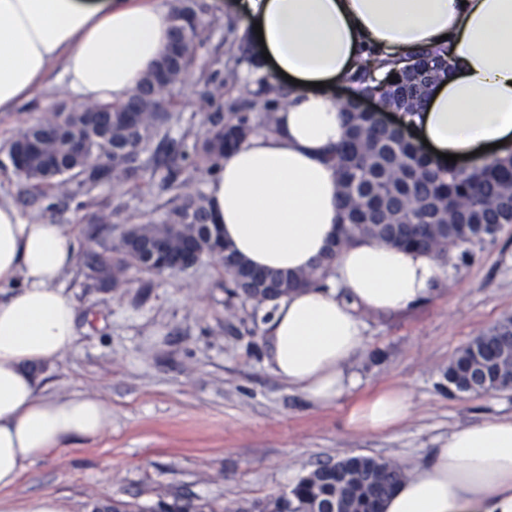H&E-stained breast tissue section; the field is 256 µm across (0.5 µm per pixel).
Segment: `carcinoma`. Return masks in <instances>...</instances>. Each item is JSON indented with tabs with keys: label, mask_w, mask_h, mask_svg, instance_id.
<instances>
[{
	"label": "carcinoma",
	"mask_w": 512,
	"mask_h": 512,
	"mask_svg": "<svg viewBox=\"0 0 512 512\" xmlns=\"http://www.w3.org/2000/svg\"><path fill=\"white\" fill-rule=\"evenodd\" d=\"M197 4L180 0L173 15L183 23L172 27V38L196 40ZM446 50L418 51L399 58L366 62L348 77L354 96L339 101L347 125L345 140L329 160L342 174L341 208L344 232L340 247L368 236L380 243L431 253L445 258L452 251L466 256L470 248L493 239L512 224V153L489 164L466 168H437L419 146L403 132L382 124L375 116L359 111L357 101L376 97L384 105L412 111L425 95L433 75L448 67ZM260 68L256 56L242 50L224 62L216 59L204 79L202 97L215 111L208 113L202 133L168 138L167 127L177 102L174 89L196 63V46L180 59L162 57L157 69H166L169 83L154 92L142 89L119 103L56 105L50 111L60 120L43 124L24 112H15L17 136L8 144V155L22 182L23 202L51 194L68 198L91 197L94 190L110 183L125 186H158L170 194L158 220L126 225L118 238L93 257L90 269L104 287L135 268L161 275L152 253L160 250L175 265L188 247L197 251L199 262L209 261L222 240L221 229L212 222L207 195L194 185V174L218 171L224 152L238 146L259 129H269L275 112L287 104L286 95L266 78L243 75L241 64ZM395 81H389V77ZM118 208L101 203L85 213L80 223L95 237L112 223ZM334 253H329L308 276L272 274L276 291L242 288L244 263L234 253L223 256L224 288L229 316L238 306H249L242 324L259 330L258 317L267 302L304 285L318 284L329 275ZM512 341V316L474 337L449 362L448 385L460 393L505 388L494 359L500 356L503 339ZM343 472L345 493L341 512H380L384 498L401 480L390 464L369 456H347L336 462ZM336 472L317 470L299 478L293 488L256 503L261 512H328L336 499Z\"/></svg>",
	"instance_id": "carcinoma-1"
}]
</instances>
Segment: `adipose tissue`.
I'll use <instances>...</instances> for the list:
<instances>
[{
    "mask_svg": "<svg viewBox=\"0 0 512 512\" xmlns=\"http://www.w3.org/2000/svg\"><path fill=\"white\" fill-rule=\"evenodd\" d=\"M262 26L256 54L286 73L288 104L272 130L227 151L207 196L225 244L250 266L303 273L334 253L322 285L268 303L266 359L317 404L357 385L350 359L363 348L361 312L398 311L427 297L439 268L428 254L364 237L336 247L342 182L328 154L346 138L333 95L369 55L446 48L415 111L395 123L430 144V157L476 166L512 152V0H212ZM164 0H0V114L18 111L58 79L80 103L125 100L165 54ZM76 261L73 234L30 222L0 202V490L112 422L100 398L45 393L41 370L76 345L77 304L60 282ZM411 411L400 390L353 403L355 430L386 432ZM380 512H512V417H492L429 449Z\"/></svg>",
    "mask_w": 512,
    "mask_h": 512,
    "instance_id": "1",
    "label": "adipose tissue"
}]
</instances>
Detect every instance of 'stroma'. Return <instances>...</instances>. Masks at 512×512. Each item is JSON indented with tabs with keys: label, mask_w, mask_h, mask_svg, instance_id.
Here are the masks:
<instances>
[{
	"label": "stroma",
	"mask_w": 512,
	"mask_h": 512,
	"mask_svg": "<svg viewBox=\"0 0 512 512\" xmlns=\"http://www.w3.org/2000/svg\"><path fill=\"white\" fill-rule=\"evenodd\" d=\"M198 65L177 93L171 138L203 128V72L227 57L228 27L245 22L202 0ZM169 195L126 188L125 203L99 238L77 224L75 204L53 200L49 216L76 236L77 261L61 283L77 302L76 349L47 371L49 395L82 391L112 408L97 439L76 442L34 464L0 491L12 512L56 497L64 512H93L115 500L152 506L177 496L217 512L288 491L319 463L351 455L413 468L449 433L512 415V388L487 394L448 391L450 359L481 331L512 316V225L475 246L468 258L438 260L440 273L422 303L394 314L362 316L367 349L350 370L359 381L338 403L315 404L264 360L262 335H248L225 309L224 269L203 263L186 274L150 276L129 269L117 287L93 278L88 262L124 225L161 218ZM404 389L408 419L385 433L347 427L348 405L376 389Z\"/></svg>",
	"instance_id": "stroma-1"
}]
</instances>
